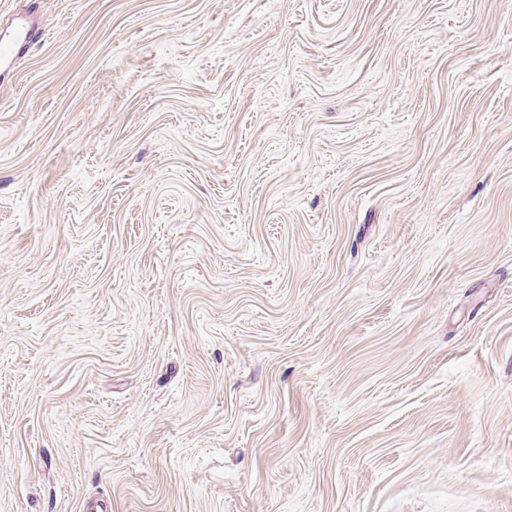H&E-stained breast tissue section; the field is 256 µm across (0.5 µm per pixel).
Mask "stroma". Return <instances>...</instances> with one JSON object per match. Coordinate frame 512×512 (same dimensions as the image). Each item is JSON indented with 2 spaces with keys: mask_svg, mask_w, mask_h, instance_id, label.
<instances>
[{
  "mask_svg": "<svg viewBox=\"0 0 512 512\" xmlns=\"http://www.w3.org/2000/svg\"><path fill=\"white\" fill-rule=\"evenodd\" d=\"M0 512H512V0H0ZM41 21L36 10L14 18L0 33V64L6 70L23 49L37 44L41 37Z\"/></svg>",
  "mask_w": 512,
  "mask_h": 512,
  "instance_id": "stroma-1",
  "label": "stroma"
}]
</instances>
